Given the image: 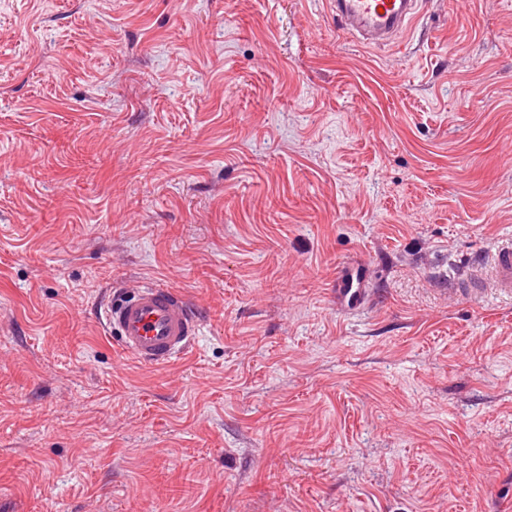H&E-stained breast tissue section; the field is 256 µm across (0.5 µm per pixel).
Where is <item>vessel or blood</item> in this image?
Segmentation results:
<instances>
[{
	"label": "vessel or blood",
	"instance_id": "obj_1",
	"mask_svg": "<svg viewBox=\"0 0 512 512\" xmlns=\"http://www.w3.org/2000/svg\"><path fill=\"white\" fill-rule=\"evenodd\" d=\"M416 0H331L343 30L365 44L381 46L407 30L417 17ZM366 277L355 265L343 266L333 282L336 306L350 310L367 296ZM480 289L512 294V241L498 247L489 276H478ZM106 329L116 331L123 352L132 359L164 365L180 358L190 347L198 319L192 306L176 290L143 285L121 291L108 302Z\"/></svg>",
	"mask_w": 512,
	"mask_h": 512
}]
</instances>
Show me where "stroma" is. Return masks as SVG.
I'll use <instances>...</instances> for the list:
<instances>
[{
	"mask_svg": "<svg viewBox=\"0 0 512 512\" xmlns=\"http://www.w3.org/2000/svg\"><path fill=\"white\" fill-rule=\"evenodd\" d=\"M504 238L512 0H0V512H512ZM147 284L181 361L103 326ZM342 30L367 45H386L417 18L416 0H331ZM384 10V13L380 12ZM477 280V281H475ZM479 287H475L467 281V288L470 291L483 293L487 288H494L496 291L512 294V241L511 239L502 244L496 250L491 264L489 276L479 275L474 279ZM366 277L359 266L345 265L337 273L333 282V296L336 307L350 310L361 306L368 297ZM107 331L118 333L123 352L132 359L164 365L180 358L196 334L198 318L176 290L142 285L123 290L105 310Z\"/></svg>",
	"mask_w": 512,
	"mask_h": 512,
	"instance_id": "obj_1",
	"label": "stroma"
}]
</instances>
